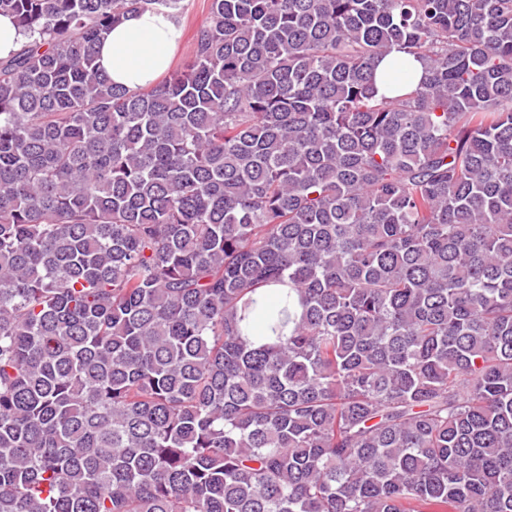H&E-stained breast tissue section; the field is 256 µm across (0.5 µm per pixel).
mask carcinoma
Here are the masks:
<instances>
[{
  "instance_id": "obj_1",
  "label": "carcinoma",
  "mask_w": 512,
  "mask_h": 512,
  "mask_svg": "<svg viewBox=\"0 0 512 512\" xmlns=\"http://www.w3.org/2000/svg\"><path fill=\"white\" fill-rule=\"evenodd\" d=\"M208 5L0 0V512H512V0ZM185 4L181 27L176 17L145 11L129 14L104 36L96 47L97 62L114 83L130 89L146 87L166 71L155 85L190 62L196 33L208 21L209 11L206 0ZM26 41L23 32L16 26L12 17L0 15V57H8L17 52Z\"/></svg>"
}]
</instances>
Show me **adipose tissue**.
Masks as SVG:
<instances>
[{
    "label": "adipose tissue",
    "instance_id": "ef3b65f1",
    "mask_svg": "<svg viewBox=\"0 0 512 512\" xmlns=\"http://www.w3.org/2000/svg\"><path fill=\"white\" fill-rule=\"evenodd\" d=\"M180 36L176 17L154 11L132 13L98 43V62L114 83L130 89L146 87L169 69Z\"/></svg>",
    "mask_w": 512,
    "mask_h": 512
}]
</instances>
